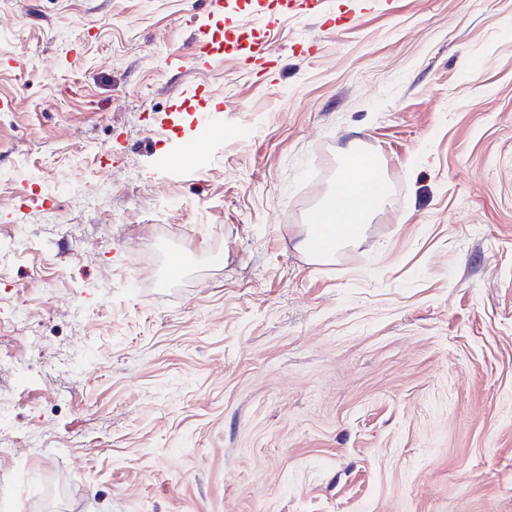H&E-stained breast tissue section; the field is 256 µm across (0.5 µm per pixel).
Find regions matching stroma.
Wrapping results in <instances>:
<instances>
[{
  "instance_id": "obj_1",
  "label": "stroma",
  "mask_w": 512,
  "mask_h": 512,
  "mask_svg": "<svg viewBox=\"0 0 512 512\" xmlns=\"http://www.w3.org/2000/svg\"><path fill=\"white\" fill-rule=\"evenodd\" d=\"M16 224L0 512H512V0H0ZM360 150L349 146L346 151V169L340 173L332 189L315 209L316 222H310L309 233L296 243L304 254L326 257L336 249L349 244L362 234L364 224L384 204L385 187L375 173L376 167L365 165ZM350 161V164H349ZM320 235L328 249L312 254L309 235Z\"/></svg>"
}]
</instances>
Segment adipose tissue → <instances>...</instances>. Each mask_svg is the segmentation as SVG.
<instances>
[{
	"mask_svg": "<svg viewBox=\"0 0 512 512\" xmlns=\"http://www.w3.org/2000/svg\"><path fill=\"white\" fill-rule=\"evenodd\" d=\"M346 159L345 170L317 206V220L309 226L311 235L324 238L332 252L359 237L385 200L383 183L366 166L359 150L348 148Z\"/></svg>",
	"mask_w": 512,
	"mask_h": 512,
	"instance_id": "obj_1",
	"label": "adipose tissue"
}]
</instances>
